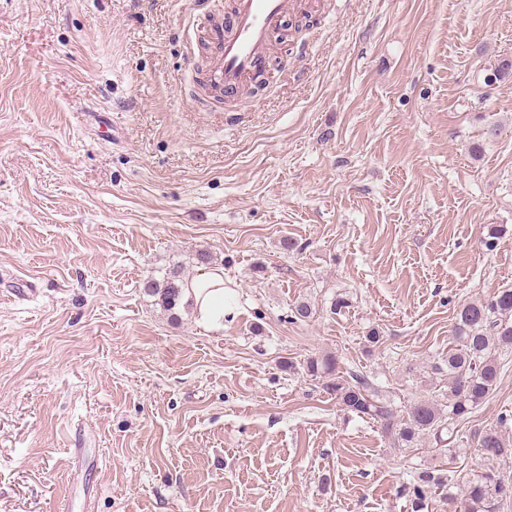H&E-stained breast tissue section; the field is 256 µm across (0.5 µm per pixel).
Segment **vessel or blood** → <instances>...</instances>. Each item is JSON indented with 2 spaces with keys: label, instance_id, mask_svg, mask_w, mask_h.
I'll use <instances>...</instances> for the list:
<instances>
[{
  "label": "vessel or blood",
  "instance_id": "obj_1",
  "mask_svg": "<svg viewBox=\"0 0 512 512\" xmlns=\"http://www.w3.org/2000/svg\"><path fill=\"white\" fill-rule=\"evenodd\" d=\"M296 6V0H234L230 34L213 33L207 79L233 94L267 72L272 35Z\"/></svg>",
  "mask_w": 512,
  "mask_h": 512
}]
</instances>
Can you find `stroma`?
Segmentation results:
<instances>
[{
    "mask_svg": "<svg viewBox=\"0 0 512 512\" xmlns=\"http://www.w3.org/2000/svg\"><path fill=\"white\" fill-rule=\"evenodd\" d=\"M230 6L0 0V512H411L412 471L482 466L283 364L442 402L457 310L512 287V0H299L232 99L201 87ZM202 251L220 332L142 289ZM501 361L463 433L512 412Z\"/></svg>",
    "mask_w": 512,
    "mask_h": 512,
    "instance_id": "35a3bbf8",
    "label": "stroma"
}]
</instances>
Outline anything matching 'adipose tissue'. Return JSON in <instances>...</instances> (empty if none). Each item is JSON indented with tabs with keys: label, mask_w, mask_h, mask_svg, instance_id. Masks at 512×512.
Instances as JSON below:
<instances>
[{
	"label": "adipose tissue",
	"mask_w": 512,
	"mask_h": 512,
	"mask_svg": "<svg viewBox=\"0 0 512 512\" xmlns=\"http://www.w3.org/2000/svg\"><path fill=\"white\" fill-rule=\"evenodd\" d=\"M183 300L192 307L200 326L210 331L224 327V269L208 266L184 284Z\"/></svg>",
	"instance_id": "ef3b65f1"
}]
</instances>
